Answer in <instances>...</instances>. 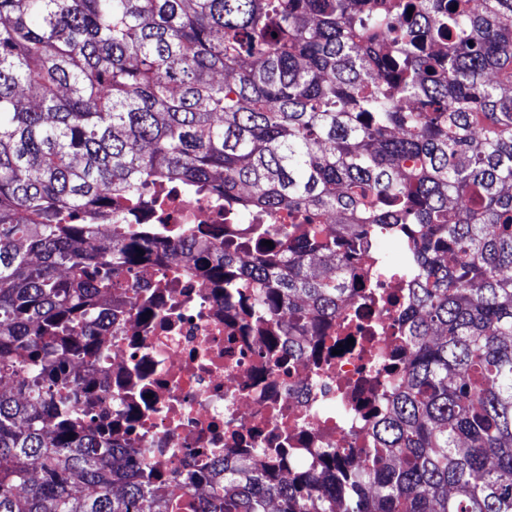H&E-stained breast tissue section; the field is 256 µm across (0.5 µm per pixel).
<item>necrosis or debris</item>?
Wrapping results in <instances>:
<instances>
[{
    "mask_svg": "<svg viewBox=\"0 0 512 512\" xmlns=\"http://www.w3.org/2000/svg\"><path fill=\"white\" fill-rule=\"evenodd\" d=\"M128 224H165L184 252L252 227L213 198L170 189L124 211ZM358 289L302 358L265 327L242 323L252 288H225L204 268L152 249L112 284L119 320L100 304L84 359L70 363L78 408L112 430L120 450L147 451L150 469L208 494L225 460L287 476L340 451L358 458L390 384L407 370L400 313L411 283L376 260L360 262Z\"/></svg>",
    "mask_w": 512,
    "mask_h": 512,
    "instance_id": "necrosis-or-debris-1",
    "label": "necrosis or debris"
}]
</instances>
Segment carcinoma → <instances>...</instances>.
<instances>
[{"label": "carcinoma", "mask_w": 512, "mask_h": 512, "mask_svg": "<svg viewBox=\"0 0 512 512\" xmlns=\"http://www.w3.org/2000/svg\"><path fill=\"white\" fill-rule=\"evenodd\" d=\"M504 82L512 0H0V512L185 508L60 378L163 238L120 222L162 181L288 221L246 260H191L253 283V321L288 314L292 357L351 299L355 258L393 241L415 284L406 378L360 464L271 480L226 461L194 512H512Z\"/></svg>", "instance_id": "cac0c4a2"}]
</instances>
